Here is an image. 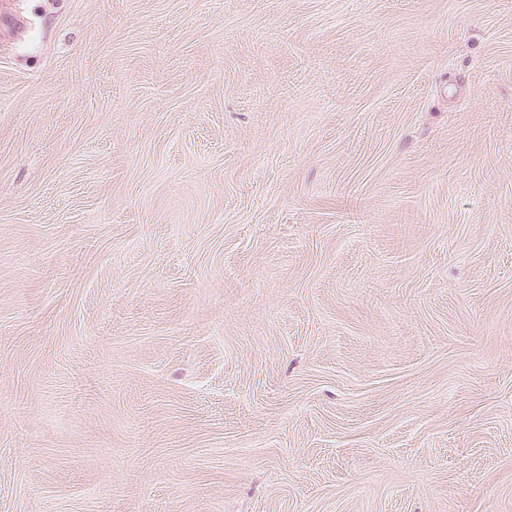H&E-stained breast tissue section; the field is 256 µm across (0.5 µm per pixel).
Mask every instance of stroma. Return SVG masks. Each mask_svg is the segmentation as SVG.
I'll return each instance as SVG.
<instances>
[{
  "mask_svg": "<svg viewBox=\"0 0 512 512\" xmlns=\"http://www.w3.org/2000/svg\"><path fill=\"white\" fill-rule=\"evenodd\" d=\"M0 512H512V0H0Z\"/></svg>",
  "mask_w": 512,
  "mask_h": 512,
  "instance_id": "35a3bbf8",
  "label": "stroma"
}]
</instances>
